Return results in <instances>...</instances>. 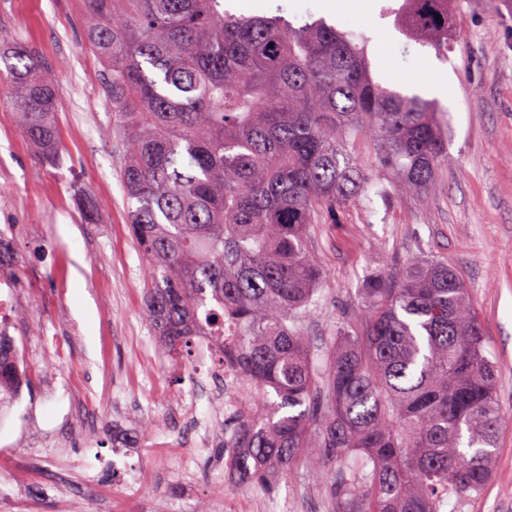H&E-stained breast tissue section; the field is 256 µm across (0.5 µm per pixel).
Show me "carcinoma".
I'll use <instances>...</instances> for the list:
<instances>
[{
    "instance_id": "cac0c4a2",
    "label": "carcinoma",
    "mask_w": 512,
    "mask_h": 512,
    "mask_svg": "<svg viewBox=\"0 0 512 512\" xmlns=\"http://www.w3.org/2000/svg\"><path fill=\"white\" fill-rule=\"evenodd\" d=\"M395 19L448 53V0H403ZM83 32L125 146L146 320L185 372L207 336L241 384L228 458L238 481L263 485L305 462L334 475L336 512H445L451 501L455 512L480 493L512 409L448 260L365 274L332 335L306 330L323 276L310 227L336 223L364 184L350 141L374 138L395 191L426 199L449 162L440 106L376 81L369 38L323 18L295 28L224 0H85ZM0 61V103L56 165L53 78L16 42ZM76 197L95 223L92 194ZM13 265L1 231L0 272ZM19 376L16 339L0 334V388Z\"/></svg>"
}]
</instances>
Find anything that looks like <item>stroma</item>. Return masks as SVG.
<instances>
[{
  "label": "stroma",
  "instance_id": "35a3bbf8",
  "mask_svg": "<svg viewBox=\"0 0 512 512\" xmlns=\"http://www.w3.org/2000/svg\"><path fill=\"white\" fill-rule=\"evenodd\" d=\"M375 0L325 12L322 0H224L231 12H283L296 26L325 18L386 45L373 69L413 89L414 75L447 84L435 101L448 111L441 190L422 203L374 182L317 224L311 245L325 276L307 318L331 335L367 271L397 275L422 253L448 259L468 288L499 366L497 392L512 407V0H455L460 32L447 57L409 41ZM84 0H0V36L26 45L54 73L61 160L38 162L18 124L0 109V227L19 258L11 331L23 342L30 382L0 413V512H332L329 480L299 469L274 492L230 481L224 445L231 408L217 407L223 379L184 373L167 358L143 315L147 269L129 231L117 171L123 144L103 90L104 66L83 43ZM89 189L98 220L83 223L75 191ZM41 483H32V476ZM461 512H512V425L497 440L493 477Z\"/></svg>",
  "mask_w": 512,
  "mask_h": 512
}]
</instances>
